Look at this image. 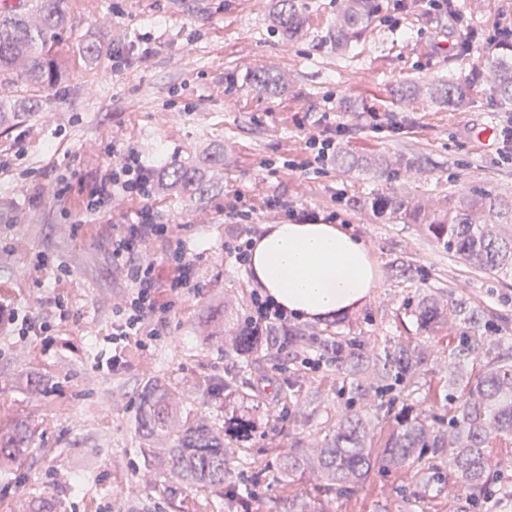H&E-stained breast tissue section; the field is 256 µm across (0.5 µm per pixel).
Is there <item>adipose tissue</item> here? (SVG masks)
<instances>
[{
    "label": "adipose tissue",
    "mask_w": 512,
    "mask_h": 512,
    "mask_svg": "<svg viewBox=\"0 0 512 512\" xmlns=\"http://www.w3.org/2000/svg\"><path fill=\"white\" fill-rule=\"evenodd\" d=\"M251 270L277 304L308 320L363 305L377 279L364 242L322 222L269 225L255 241Z\"/></svg>",
    "instance_id": "obj_1"
}]
</instances>
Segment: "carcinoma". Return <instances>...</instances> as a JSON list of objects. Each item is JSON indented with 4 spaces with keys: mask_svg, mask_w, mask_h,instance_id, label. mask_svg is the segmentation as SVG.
Listing matches in <instances>:
<instances>
[{
    "mask_svg": "<svg viewBox=\"0 0 512 512\" xmlns=\"http://www.w3.org/2000/svg\"><path fill=\"white\" fill-rule=\"evenodd\" d=\"M275 32L292 40L303 33L306 16L300 0H277ZM380 10V0H342L333 27L336 50H347L353 39L367 27ZM68 0H35L32 9L0 8V78L19 72L34 88L51 85L63 77L64 68L54 46L66 27ZM484 81L496 92L501 109H512V42L498 41V55L486 70ZM260 91L279 92L284 86L267 74L252 77ZM456 106L464 91L451 81L412 84L400 91L403 107L419 97ZM35 98L0 100V115L5 112H36ZM348 168H363L385 173L395 166L411 168L415 162L399 155L359 158L340 157ZM157 179L192 198L207 191L195 168L177 160L163 161ZM371 210L395 222L418 224L431 241L458 256L469 266L497 277L512 276V199L484 189H474L445 204H433L409 195L377 196ZM417 320L425 331L453 316L465 326L449 351L454 370L449 376L452 393L448 398V418L430 417L413 404L420 389L422 371L428 364L420 349L399 344L372 357L365 344L345 338L306 336L296 330L288 335L274 330L257 332L241 322L235 326L233 351L248 362L262 347L280 344L289 349L313 347L331 355L351 369L349 404L319 444L316 452L292 448L279 461L277 474L288 482L305 475L318 481L325 494H344L365 482L371 470H414L423 483L435 473L433 459L450 452L458 481L468 497L456 503L453 512H474L490 490L486 450L501 439L512 437V346L509 353H497L475 370L463 374L462 364L485 346V334L499 331L477 306L444 299L422 292L416 309ZM401 404L382 452H375L370 441L371 417L355 408L359 400H379L387 394ZM224 421L217 427L189 426L173 434L172 446L164 455L150 448L144 457L158 472L175 471L190 487L219 489L237 477L236 465L226 449L240 446L263 428L262 402L244 389L240 373L224 377ZM171 408L165 385L156 380L145 383L141 394L137 427L147 435L170 434ZM34 432L27 426L0 429V468L14 466L32 447Z\"/></svg>",
    "mask_w": 512,
    "mask_h": 512,
    "instance_id": "carcinoma-1",
    "label": "carcinoma"
}]
</instances>
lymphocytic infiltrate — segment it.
I'll list each match as a JSON object with an SVG mask.
<instances>
[{
  "mask_svg": "<svg viewBox=\"0 0 512 512\" xmlns=\"http://www.w3.org/2000/svg\"><path fill=\"white\" fill-rule=\"evenodd\" d=\"M155 171L132 150L120 152L110 173L101 178L88 196L85 210L96 213L107 209L113 197L122 194L147 201L153 194ZM225 217L245 224L243 234L224 243V252L241 265L250 261L251 248L258 234L252 227L253 212L242 197H234L224 204ZM174 224L155 223L147 209H140L135 221L125 225L121 234L112 240V267L130 281L133 291L112 312L111 343L115 355L108 358L112 368L122 365L120 354L130 347H147L159 341L168 322L170 300L182 296L185 290L196 287L198 256L190 254L177 235ZM163 239L168 243L166 263L170 269L167 278L157 273V260L144 251L145 243ZM52 324L39 316L21 312L5 296L0 295V331L5 335L27 340L40 339L41 352H49L56 343L51 333Z\"/></svg>",
  "mask_w": 512,
  "mask_h": 512,
  "instance_id": "1",
  "label": "lymphocytic infiltrate"
}]
</instances>
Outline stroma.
Wrapping results in <instances>:
<instances>
[{
    "mask_svg": "<svg viewBox=\"0 0 512 512\" xmlns=\"http://www.w3.org/2000/svg\"><path fill=\"white\" fill-rule=\"evenodd\" d=\"M302 2L305 31L285 41L273 32L275 0H70L71 23L57 45L64 79L39 89L0 84V97L42 103L0 126V154L15 157L13 176L0 177V286L21 310L48 318L61 267L69 309L49 353H39L36 337L21 343L0 335V427L36 429L20 464L0 472V512L19 501L26 512H197L209 488L186 487L144 464L142 448L171 445L134 426L151 377L169 389L180 422L211 425L224 417L225 373L240 372L268 413L248 447L229 449L237 461L276 462L295 444L315 446L335 424L348 398L345 365L327 358L309 370L301 356L271 349L239 365L230 335L209 316L216 308L247 316L257 287L250 267L224 253L225 240L244 230L224 216L228 197L243 195L263 226L276 221L264 207L272 197L319 217L340 213L344 229L368 246L377 285L362 307L295 326L307 335L361 337L372 354L397 343L422 348L428 364L419 407L427 415L446 412L448 352L460 326L421 330L414 312L421 289L479 306L499 336H512V279L465 265L419 225L386 221L364 205L393 192L434 203L475 188L512 197V162L478 139L508 115L477 80L496 52L494 37L512 30V0H473L472 13L456 18L430 11L428 0H381L343 54L333 30L340 0ZM91 40L102 47L93 62L83 53ZM263 70L280 74L285 93L251 86ZM441 77L473 83L465 109L429 101L400 109L398 88ZM318 123L345 126L337 152L406 154L421 173H346L332 159L309 163L306 142ZM116 147L155 167L164 159L197 165L208 191L191 199L155 185L147 206L157 223L178 225L200 255L199 290L177 300L166 336L125 354L114 372L97 364L113 353L112 309L129 288L112 268L111 244L137 207L118 195L107 212L90 215L78 203L112 166ZM499 336L489 337L487 350H499ZM488 462L492 500L480 512H512V439L489 448ZM437 463L438 479L424 486L411 473L376 468L353 492L327 496L311 477L284 483L271 470L244 473L225 491L233 512H288L294 499L309 512H452L461 488L449 457Z\"/></svg>",
    "mask_w": 512,
    "mask_h": 512,
    "instance_id": "obj_1",
    "label": "stroma"
}]
</instances>
